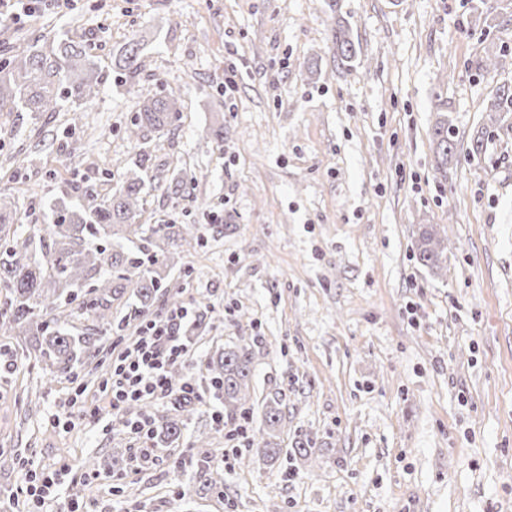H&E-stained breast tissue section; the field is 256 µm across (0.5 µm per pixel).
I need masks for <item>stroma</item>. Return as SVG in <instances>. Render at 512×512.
Listing matches in <instances>:
<instances>
[{
    "label": "stroma",
    "instance_id": "35a3bbf8",
    "mask_svg": "<svg viewBox=\"0 0 512 512\" xmlns=\"http://www.w3.org/2000/svg\"><path fill=\"white\" fill-rule=\"evenodd\" d=\"M329 3L42 0L30 19L0 17V62L17 42L46 46L67 30L102 76L91 102L0 112V192L15 223L39 237L50 202L75 185L108 193L135 158L126 128L141 95L171 87L182 118L146 136L161 187L139 221L201 235L170 272L182 294L157 302L192 310L183 334L200 402L178 442L153 440L158 458L139 473L128 433L110 427L104 368L87 361L50 382L35 358L18 365L25 337L0 336L5 512L26 469L63 465L47 512H68L82 484L87 512H512V113L486 112L512 86V0ZM335 12L358 48L348 66L330 50ZM133 40L146 63L135 91L114 68ZM500 51L494 73L476 70ZM441 112L456 143L444 177ZM176 174L197 176L192 201L165 191ZM425 224L448 232L436 272L416 259ZM238 345L253 356L249 431L267 400L283 404L274 461L213 420L224 399L205 360ZM75 396L102 422L83 420ZM302 438L313 456L291 457Z\"/></svg>",
    "mask_w": 512,
    "mask_h": 512
}]
</instances>
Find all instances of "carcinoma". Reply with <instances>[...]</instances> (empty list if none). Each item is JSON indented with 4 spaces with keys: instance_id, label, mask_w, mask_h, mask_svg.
Segmentation results:
<instances>
[{
    "instance_id": "obj_1",
    "label": "carcinoma",
    "mask_w": 512,
    "mask_h": 512,
    "mask_svg": "<svg viewBox=\"0 0 512 512\" xmlns=\"http://www.w3.org/2000/svg\"><path fill=\"white\" fill-rule=\"evenodd\" d=\"M333 57L350 62L357 55L349 31L338 20L332 26ZM119 82L138 85L144 70L140 43L127 44L116 60ZM99 79L95 57L81 42L64 34L51 46L19 47L0 63V112H57L61 102L83 104L98 96ZM488 112H512V89H500L486 107ZM181 119L179 94L170 88L143 99L127 127V139L138 148L134 167L107 195L85 187L77 201L61 199L52 209L48 238H21L9 233L14 202L0 197V233L12 242L0 247V295L6 308L0 311V335L18 329L30 333V349L43 368L56 377H69L83 358L97 357L101 339L72 336L67 326L88 315L105 330L112 328L111 299L127 293L136 299L134 314L146 318L157 314L154 303L174 287L165 275L183 259L197 239L195 224H138L145 196L158 188L152 156L143 147L145 133L174 126ZM436 168L445 172L448 155L456 143L448 116H439L435 128ZM420 263L441 269L448 260V236L435 224H426L416 242ZM252 353L246 345L217 350L207 368L213 383L224 395V413L234 416L246 401ZM198 398L174 394L166 414L157 415L138 403V414L153 416L155 427L171 441L182 434L184 417L194 410Z\"/></svg>"
}]
</instances>
